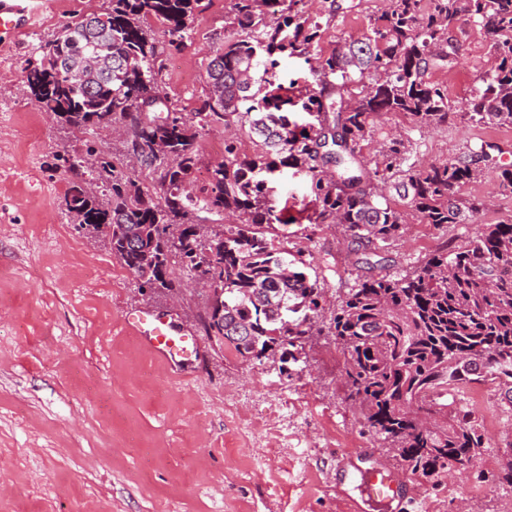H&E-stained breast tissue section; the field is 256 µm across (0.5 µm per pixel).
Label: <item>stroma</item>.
Wrapping results in <instances>:
<instances>
[{
  "label": "stroma",
  "instance_id": "stroma-1",
  "mask_svg": "<svg viewBox=\"0 0 512 512\" xmlns=\"http://www.w3.org/2000/svg\"><path fill=\"white\" fill-rule=\"evenodd\" d=\"M234 0H200L179 49L164 54L160 91L183 114L208 96L206 68L217 49L243 37ZM111 0H46L38 23L12 49L0 47V512H354L360 474L356 451L398 469L393 453L342 400L343 356L327 335L330 314L353 288L356 265L337 225L311 224V179L291 167L270 175L276 206L289 223L275 234L303 250L324 296L325 312L287 364L246 361L206 336L207 293L186 281L177 293L139 288L106 243L80 232L65 205V152L93 150L127 162L112 128L61 127L41 109L26 81L27 59L79 15L106 13ZM390 0H300L318 21L312 53L283 54L275 83L290 95L315 88L319 57L360 36ZM458 65L429 71L448 89L455 116L433 128L388 113L374 119L363 148L373 157L391 135L410 139L408 166L453 161L481 144L490 150L481 180L461 200L486 206L476 221L443 229L412 220L386 254L398 275L440 246L468 245L478 225L512 213V191L498 179L512 167V125L473 124L460 116L468 96L460 78L479 84L489 37L469 15L457 17ZM149 310L177 332L197 337L191 359L170 366L128 326ZM471 399L490 446L465 471L408 478L416 501L406 512H512V487L495 483L500 451L512 442V408L495 385L473 383Z\"/></svg>",
  "mask_w": 512,
  "mask_h": 512
}]
</instances>
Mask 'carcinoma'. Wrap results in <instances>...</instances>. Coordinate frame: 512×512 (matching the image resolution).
<instances>
[{
  "label": "carcinoma",
  "mask_w": 512,
  "mask_h": 512,
  "mask_svg": "<svg viewBox=\"0 0 512 512\" xmlns=\"http://www.w3.org/2000/svg\"><path fill=\"white\" fill-rule=\"evenodd\" d=\"M199 0H112L104 15L75 17L57 37L26 60V80L41 108L69 127L125 129L127 152L143 170L158 171L160 187L103 160L108 182L101 199L88 183L69 181L66 195L81 224H110L112 255L145 277L139 284L172 291L164 278L171 259L186 275L216 283L214 311H222V345L244 358L268 359L286 336H305L321 309L322 290L293 268L289 251L272 233L281 223L266 175L293 165L311 178L314 223L343 227L356 263L369 270L404 234L409 218L437 228L473 218L484 203L459 202L457 189L484 176L475 159L402 169L410 141L389 139L367 167L361 155L374 117L401 112L420 126L448 122L453 107L429 70L451 65L459 48L450 43L455 18L465 13L490 36V67L462 113L477 123L512 124V0H391L382 24L343 42L319 58L322 87L301 101L313 118L288 119L294 102L263 90L259 56L287 49L308 51L320 24L283 17L272 26L259 3L235 0L238 25L263 29L262 39L224 42L207 66L210 97L194 120L158 95L160 56L154 24L168 45L179 47ZM294 26L283 43L282 27ZM98 66L90 70L87 59ZM222 124L224 162L210 172L207 188L189 189L197 165L200 132ZM248 128L255 149L240 151L235 129ZM392 183L406 201L400 210L381 202V184ZM222 212L228 225L209 243L184 227L196 211ZM183 226L165 233L160 226ZM302 303L311 316L284 328L283 313ZM343 357V400L371 432L396 452L414 477L431 478L465 466L472 448L488 445L471 410L442 394L470 382L512 385V217L483 225L462 250L438 249L404 276L359 279L329 326Z\"/></svg>",
  "instance_id": "1"
}]
</instances>
